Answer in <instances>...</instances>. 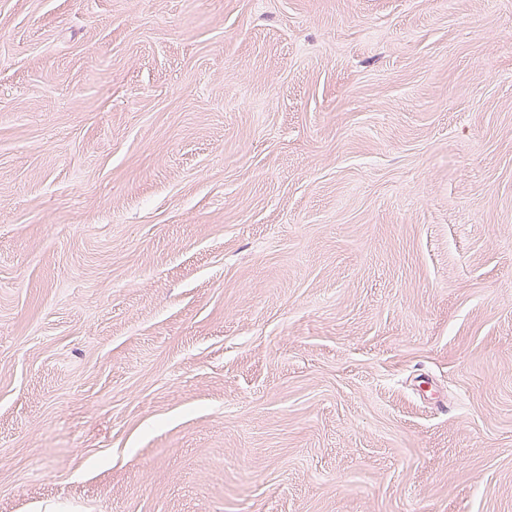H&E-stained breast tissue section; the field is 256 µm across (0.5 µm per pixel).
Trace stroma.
Returning a JSON list of instances; mask_svg holds the SVG:
<instances>
[{
    "instance_id": "1",
    "label": "stroma",
    "mask_w": 512,
    "mask_h": 512,
    "mask_svg": "<svg viewBox=\"0 0 512 512\" xmlns=\"http://www.w3.org/2000/svg\"><path fill=\"white\" fill-rule=\"evenodd\" d=\"M0 512H512V0H0Z\"/></svg>"
}]
</instances>
